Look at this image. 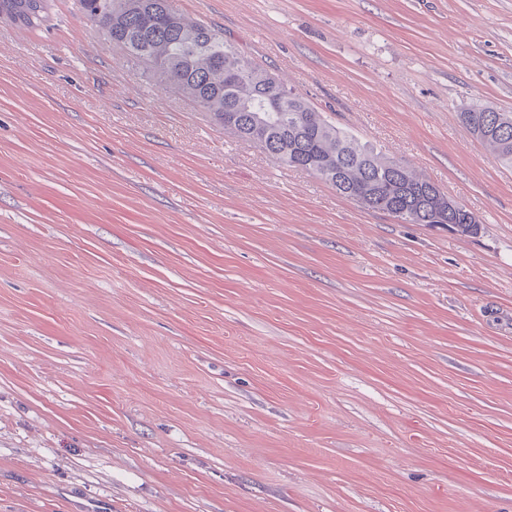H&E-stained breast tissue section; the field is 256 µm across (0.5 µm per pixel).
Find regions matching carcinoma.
Returning <instances> with one entry per match:
<instances>
[{"label": "carcinoma", "mask_w": 512, "mask_h": 512, "mask_svg": "<svg viewBox=\"0 0 512 512\" xmlns=\"http://www.w3.org/2000/svg\"><path fill=\"white\" fill-rule=\"evenodd\" d=\"M51 0H0V18L27 28L49 18ZM113 48L161 74L211 121L260 148L280 166L301 169L362 208L402 224H450L473 235L480 225L436 210L435 184L334 125L292 90L272 105L259 89L272 73L245 60L218 31L173 8L171 0H78ZM472 136L512 168V112L458 113Z\"/></svg>", "instance_id": "1"}]
</instances>
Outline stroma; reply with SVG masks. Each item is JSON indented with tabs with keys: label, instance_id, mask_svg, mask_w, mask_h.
Masks as SVG:
<instances>
[{
	"label": "stroma",
	"instance_id": "obj_1",
	"mask_svg": "<svg viewBox=\"0 0 512 512\" xmlns=\"http://www.w3.org/2000/svg\"><path fill=\"white\" fill-rule=\"evenodd\" d=\"M471 210L281 167L77 0L0 20V512H512V0H174ZM458 116L475 139L490 148L502 165L512 168V112L482 106L466 109Z\"/></svg>",
	"mask_w": 512,
	"mask_h": 512
}]
</instances>
